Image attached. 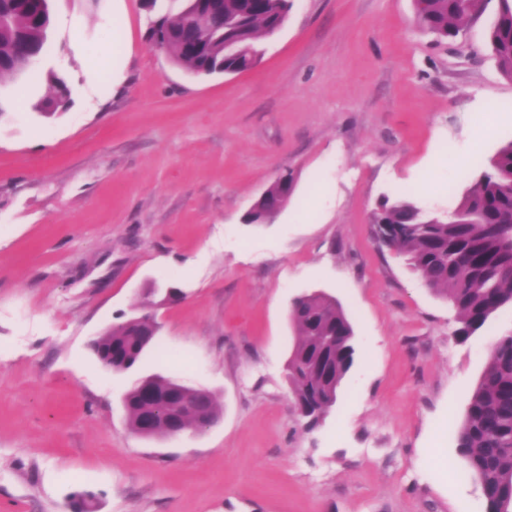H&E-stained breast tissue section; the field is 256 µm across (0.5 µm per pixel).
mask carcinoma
Here are the masks:
<instances>
[{
  "instance_id": "cac0c4a2",
  "label": "carcinoma",
  "mask_w": 512,
  "mask_h": 512,
  "mask_svg": "<svg viewBox=\"0 0 512 512\" xmlns=\"http://www.w3.org/2000/svg\"><path fill=\"white\" fill-rule=\"evenodd\" d=\"M497 2L496 19L488 46L499 71L512 78V0H482L480 12ZM51 0H0V79H19L31 67L21 48L43 56L51 29ZM419 24L441 38L458 35L464 21L473 18L464 0H414ZM202 0H184L176 11H164L150 26V39L164 43L172 61L196 74L235 73L254 65L247 57L224 52V45L246 42L258 48L285 21L291 0H224V15L208 17ZM51 95L35 109L52 115L69 101L70 90L50 70ZM293 191L289 173L267 188L271 203H283ZM399 193L384 200L373 223L393 224L390 247L407 258L411 269L456 313L455 335L468 337L482 328L490 315L512 304V142L502 147L484 168L472 189L449 213L426 212ZM290 317L298 330L288 358V381L294 403L309 426L336 402L338 388L352 367L356 349L354 331L336 298L313 292L294 299ZM147 328L118 323L93 339L90 349L99 360L112 358V371L127 373L154 343ZM158 393H176L175 408L187 427L197 426L199 406L212 417L220 408L215 395L192 384H180L156 374L138 377L126 391L129 428L146 438L164 435L165 415L145 426V415L157 410L146 397L145 384ZM464 471L481 485L487 512H512V333L494 344L456 439Z\"/></svg>"
}]
</instances>
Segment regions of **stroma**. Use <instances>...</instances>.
<instances>
[{
  "instance_id": "35a3bbf8",
  "label": "stroma",
  "mask_w": 512,
  "mask_h": 512,
  "mask_svg": "<svg viewBox=\"0 0 512 512\" xmlns=\"http://www.w3.org/2000/svg\"><path fill=\"white\" fill-rule=\"evenodd\" d=\"M252 68L195 75L149 38L144 0H52L39 69L0 80V512H486L456 436L512 307L467 339L455 311L375 238L408 189L453 210L512 142V80L487 48L495 7L457 37L414 0H291ZM122 29L124 80L113 85ZM66 111L41 115L47 71ZM293 192L244 218L281 173ZM135 373L89 344L142 314ZM341 303L356 354L322 421L298 415L294 298ZM160 373L210 389L219 422L144 438L122 397Z\"/></svg>"
}]
</instances>
